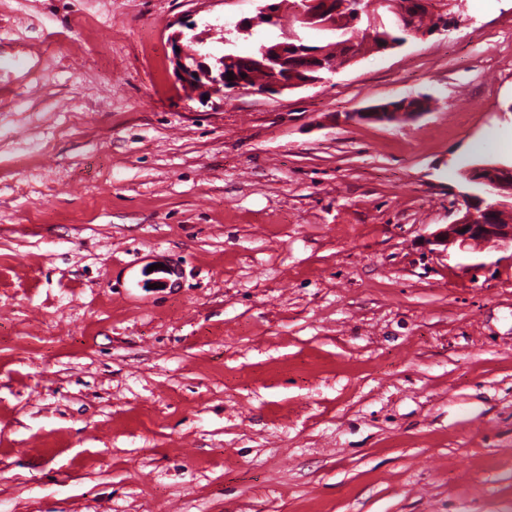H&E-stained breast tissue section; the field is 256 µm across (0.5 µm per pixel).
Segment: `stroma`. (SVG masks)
I'll return each instance as SVG.
<instances>
[{"label": "stroma", "mask_w": 512, "mask_h": 512, "mask_svg": "<svg viewBox=\"0 0 512 512\" xmlns=\"http://www.w3.org/2000/svg\"><path fill=\"white\" fill-rule=\"evenodd\" d=\"M256 6L0 0V512H512V251L429 243L512 158V0L187 96L169 34ZM414 99L415 98H406L404 104L402 105H393L392 103L396 102H390L372 106L365 109L363 112H357L356 118L362 121L380 123H392L402 120L414 119L426 113L423 112V110L420 108H407L408 103Z\"/></svg>", "instance_id": "stroma-1"}]
</instances>
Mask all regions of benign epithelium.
I'll return each instance as SVG.
<instances>
[{"label": "benign epithelium", "instance_id": "1", "mask_svg": "<svg viewBox=\"0 0 512 512\" xmlns=\"http://www.w3.org/2000/svg\"><path fill=\"white\" fill-rule=\"evenodd\" d=\"M259 11L269 20L281 26V35L273 44L264 48L263 61L260 67L267 73L266 80L259 85H251L250 79L242 77L253 64L243 58L195 56V65L187 63L189 48L184 45V32L175 31L168 37L171 49L170 62L172 76L175 81L185 87L189 95L197 94L209 99H224L231 93L246 90L259 94L280 93L284 90L303 87L316 82V79L288 77V60L293 56L298 42L305 29L312 23L321 20L319 26L340 28L345 25H360L363 31L373 33L377 25L398 26L414 36H424L426 31L416 28L404 7L394 0H357L361 4L354 15L340 9H332L326 14L311 10L312 2L302 0L293 2L289 7V15H284L283 0H262ZM236 76L231 81L232 88L224 86V71ZM423 115L420 108H409L407 104L391 103L372 106L362 112L355 113V118L380 123H392L414 119ZM463 177L472 184H481L486 192L493 196L494 201L488 202L478 196L472 197L467 203L465 212L446 227L433 233L431 242L448 252L452 246L463 250L472 244H483L493 249H512V225L490 224L485 218L486 211L500 210L512 205V164L502 162H483L464 170Z\"/></svg>", "mask_w": 512, "mask_h": 512}]
</instances>
